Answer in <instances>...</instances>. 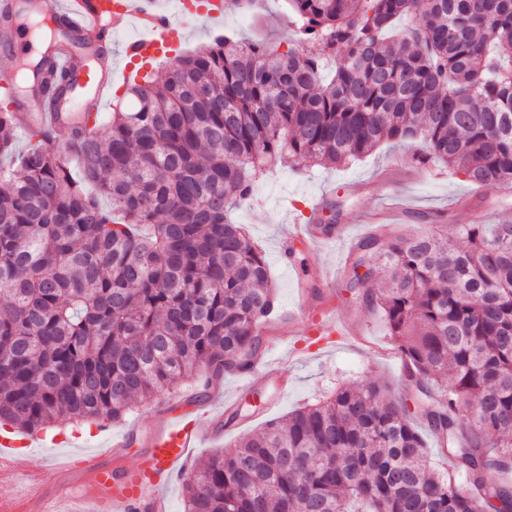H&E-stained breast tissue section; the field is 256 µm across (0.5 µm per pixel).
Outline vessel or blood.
Wrapping results in <instances>:
<instances>
[{"label": "vessel or blood", "mask_w": 512, "mask_h": 512, "mask_svg": "<svg viewBox=\"0 0 512 512\" xmlns=\"http://www.w3.org/2000/svg\"><path fill=\"white\" fill-rule=\"evenodd\" d=\"M176 6L179 11H193L211 21L224 14V0H200L196 5L191 0H176ZM46 8L62 18L69 30L96 40L101 63L93 69L55 41H44L41 51L54 59L68 84L91 94V107L97 109L110 97L116 78L139 74L173 48L174 12L156 8L154 0H48ZM129 25L135 26L137 34L125 41L121 57L113 58L112 38ZM86 109L75 99L43 94L37 96L33 108L21 111L20 118L25 130L40 132L82 125ZM325 240L314 225L296 224L286 235L279 255L287 257V247L293 243L315 248ZM199 435L198 421L179 415L168 419L137 464L109 467L100 464L96 456L86 457L92 487H70L41 498V512H75V504L85 499L97 512H168L163 491L186 468L188 450ZM18 445V440L0 434V483L12 487L22 480L39 488V475L15 453Z\"/></svg>", "instance_id": "obj_1"}]
</instances>
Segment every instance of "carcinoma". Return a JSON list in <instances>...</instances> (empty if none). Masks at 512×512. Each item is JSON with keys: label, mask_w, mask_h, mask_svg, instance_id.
Masks as SVG:
<instances>
[{"label": "carcinoma", "mask_w": 512, "mask_h": 512, "mask_svg": "<svg viewBox=\"0 0 512 512\" xmlns=\"http://www.w3.org/2000/svg\"><path fill=\"white\" fill-rule=\"evenodd\" d=\"M288 3L309 50L218 37L60 144L16 153L0 103V425L118 420L203 365L248 368L275 292L230 211L280 164L419 141L420 165L512 188V0ZM21 70L53 84L45 57ZM374 277L362 301L415 411L386 383H342L190 471L185 512H512V217L374 234L347 288ZM414 414L454 470L433 468Z\"/></svg>", "instance_id": "1"}]
</instances>
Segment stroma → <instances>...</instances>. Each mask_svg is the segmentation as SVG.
<instances>
[{"label": "stroma", "instance_id": "35a3bbf8", "mask_svg": "<svg viewBox=\"0 0 512 512\" xmlns=\"http://www.w3.org/2000/svg\"><path fill=\"white\" fill-rule=\"evenodd\" d=\"M267 41L271 48L296 46V28L288 20L286 0H264L256 13L229 10L223 24L189 21L181 30L178 52L190 53L210 44L213 36ZM421 144L388 142L361 160L348 165L321 166L310 163L284 167L258 180L250 201L236 206L231 218L243 225L251 241L268 262L276 305L261 333L260 354L281 365V375L248 385L241 371L220 374L204 372L177 389L135 404L119 421L107 426L90 424L82 432V447L100 451L109 437L130 435L138 445L130 449L127 464L144 455L155 432L166 421L167 410L200 420L201 436L189 451V464L200 467L214 454L237 448L259 432L267 421L281 418L300 407L332 395L344 380H384L392 396H399L404 378V358L394 349L380 316L353 299L346 288V275L359 244L375 227L362 223L367 212H379L395 234H454L460 224H494L512 213V196L448 174L438 166L417 162ZM322 211H314L316 199ZM312 215L314 223H333L345 229L347 239L319 250L297 248L292 267L276 259L280 237L288 224ZM335 281L333 301L337 317L356 325L358 334L327 345L310 323L307 334L288 332L289 314L297 302L308 301L319 309L324 278ZM62 451L44 438L26 449L30 464L42 471L45 489L66 482H82V474L67 468L49 471L48 457Z\"/></svg>", "mask_w": 512, "mask_h": 512}]
</instances>
